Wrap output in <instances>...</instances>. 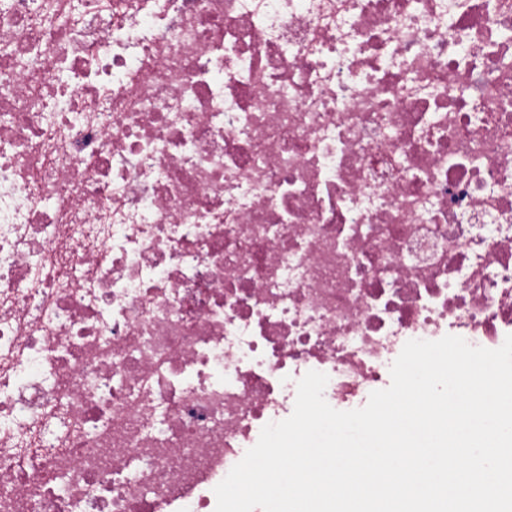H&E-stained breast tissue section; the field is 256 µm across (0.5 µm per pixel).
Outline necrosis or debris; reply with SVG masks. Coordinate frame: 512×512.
<instances>
[{"instance_id": "1", "label": "necrosis or debris", "mask_w": 512, "mask_h": 512, "mask_svg": "<svg viewBox=\"0 0 512 512\" xmlns=\"http://www.w3.org/2000/svg\"><path fill=\"white\" fill-rule=\"evenodd\" d=\"M512 334V0H0V512H215L297 382Z\"/></svg>"}]
</instances>
